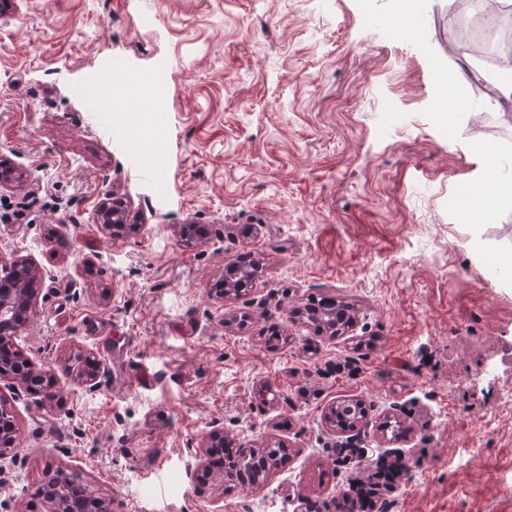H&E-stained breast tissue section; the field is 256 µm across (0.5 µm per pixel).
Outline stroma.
Returning a JSON list of instances; mask_svg holds the SVG:
<instances>
[{"instance_id":"1","label":"stroma","mask_w":512,"mask_h":512,"mask_svg":"<svg viewBox=\"0 0 512 512\" xmlns=\"http://www.w3.org/2000/svg\"><path fill=\"white\" fill-rule=\"evenodd\" d=\"M451 2L12 0L0 158L29 177L0 188V265L41 272L16 345L54 396L0 381L17 425L0 512H50V461L114 512H308L364 479L340 448L403 465L386 512H512V207L448 206L512 158V98L480 89ZM451 70L469 88L454 126ZM105 178L135 226L117 238ZM184 224L204 239L183 245ZM245 255L250 290L211 297ZM311 296L350 305L342 336L306 322ZM78 354L106 369L95 393ZM348 400L361 424L328 427ZM214 424L289 454L257 490L202 480Z\"/></svg>"}]
</instances>
